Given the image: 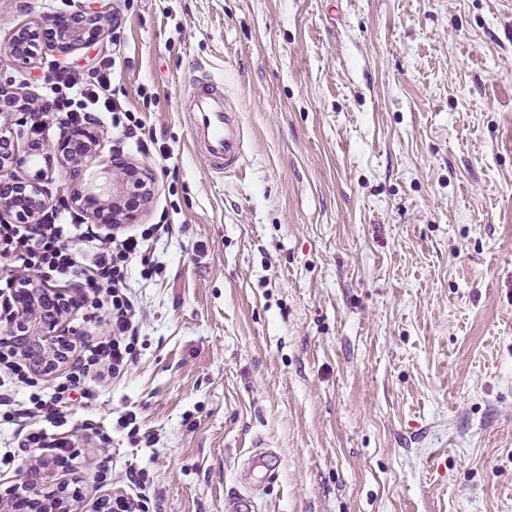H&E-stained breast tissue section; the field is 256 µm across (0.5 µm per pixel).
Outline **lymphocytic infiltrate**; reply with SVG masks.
I'll return each mask as SVG.
<instances>
[{
  "mask_svg": "<svg viewBox=\"0 0 512 512\" xmlns=\"http://www.w3.org/2000/svg\"><path fill=\"white\" fill-rule=\"evenodd\" d=\"M111 86L112 68L107 65L58 77L48 84L43 97L61 127L87 124L95 121L97 113L108 112L113 127L122 129L126 138L136 139L141 150H148V141L141 135L144 121L113 102ZM160 231V225L150 224L137 233L102 235L83 224L63 199L42 210L36 223L0 224V270L7 273L6 288H13L12 275L17 271L77 283L84 291V302L91 309L105 310L112 326L111 336L90 343L82 361L50 393L33 390L25 411L9 410L7 398L0 396L1 416L13 420L25 414L32 419L22 435L23 451L52 448L59 455H69L73 436L62 425L73 392L85 385L91 372L103 369L116 378L133 363L137 327L129 269L140 259L144 262L142 279L157 273V264L146 262L145 257L159 240Z\"/></svg>",
  "mask_w": 512,
  "mask_h": 512,
  "instance_id": "1",
  "label": "lymphocytic infiltrate"
}]
</instances>
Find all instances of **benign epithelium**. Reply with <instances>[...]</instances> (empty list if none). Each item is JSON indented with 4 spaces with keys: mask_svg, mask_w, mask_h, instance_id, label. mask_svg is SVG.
Here are the masks:
<instances>
[{
    "mask_svg": "<svg viewBox=\"0 0 512 512\" xmlns=\"http://www.w3.org/2000/svg\"><path fill=\"white\" fill-rule=\"evenodd\" d=\"M103 22L101 15L85 14L75 21L71 13L59 14L49 23L57 33L52 46L61 50H78L89 45L99 36ZM29 35L28 31L19 32L9 41L8 55L18 64H27L33 58ZM94 141L92 131L79 129L54 146L60 163L70 169L72 176H77L82 167L92 160L90 151ZM13 160L14 156L6 158L0 152V183L7 182L17 188V193L9 197L0 195V216L14 213L22 219L29 218L40 211L45 200L36 183L11 175L9 163ZM113 174L129 183L130 194L136 196V203L113 207L102 199V194L90 192L80 198L81 205L101 224H132L139 217L140 205L148 202L153 174L147 168L131 169L126 166L113 169ZM16 288L17 311L7 321L6 328L0 331V345L10 344L20 353L35 358L40 370H46L59 363L70 339L60 328L61 316H47L42 301L47 288L38 279L21 277L16 281ZM54 478L55 470L51 464H37L29 470L21 489L15 491L10 500L0 501V512H27L29 509L34 512H80L79 496L74 492L66 490L54 501H46L36 494L38 486Z\"/></svg>",
    "mask_w": 512,
    "mask_h": 512,
    "instance_id": "obj_1",
    "label": "benign epithelium"
}]
</instances>
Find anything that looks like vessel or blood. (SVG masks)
I'll list each match as a JSON object with an SVG mask.
<instances>
[{"instance_id": "b4317fda", "label": "vessel or blood", "mask_w": 512, "mask_h": 512, "mask_svg": "<svg viewBox=\"0 0 512 512\" xmlns=\"http://www.w3.org/2000/svg\"><path fill=\"white\" fill-rule=\"evenodd\" d=\"M188 116L196 143L214 173L238 170L245 159V139L239 115L210 76L193 80L188 95Z\"/></svg>"}]
</instances>
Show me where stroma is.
<instances>
[{
	"instance_id": "35a3bbf8",
	"label": "stroma",
	"mask_w": 512,
	"mask_h": 512,
	"mask_svg": "<svg viewBox=\"0 0 512 512\" xmlns=\"http://www.w3.org/2000/svg\"><path fill=\"white\" fill-rule=\"evenodd\" d=\"M102 7L103 41L0 63L26 105L113 61L170 155L93 126L97 159L154 174L139 224L172 230L131 280L134 365L68 416L83 512L139 470L146 512H512V0H0V53ZM201 68L244 127L231 175L188 121ZM27 132L14 173L79 209L94 183L58 162L61 131L36 158ZM61 324L79 348L111 331L86 306Z\"/></svg>"
}]
</instances>
